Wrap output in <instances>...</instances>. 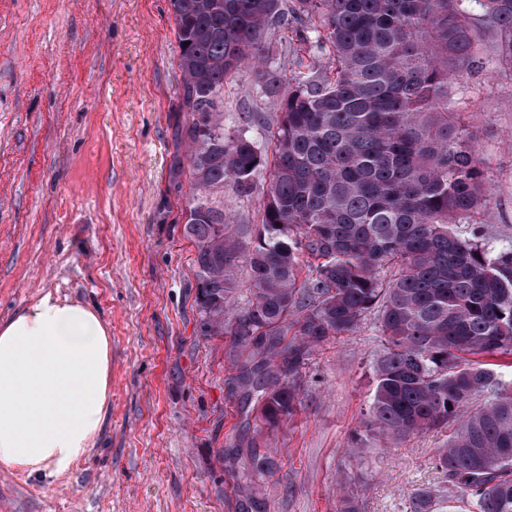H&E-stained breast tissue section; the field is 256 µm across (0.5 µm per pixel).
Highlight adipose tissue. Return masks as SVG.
I'll return each mask as SVG.
<instances>
[{"instance_id":"adipose-tissue-1","label":"adipose tissue","mask_w":512,"mask_h":512,"mask_svg":"<svg viewBox=\"0 0 512 512\" xmlns=\"http://www.w3.org/2000/svg\"><path fill=\"white\" fill-rule=\"evenodd\" d=\"M112 337L93 308L45 293L0 322V469L70 474L111 399Z\"/></svg>"}]
</instances>
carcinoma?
<instances>
[{"instance_id":"obj_1","label":"carcinoma","mask_w":512,"mask_h":512,"mask_svg":"<svg viewBox=\"0 0 512 512\" xmlns=\"http://www.w3.org/2000/svg\"><path fill=\"white\" fill-rule=\"evenodd\" d=\"M169 2L196 303L205 334L245 353L237 379L258 419L291 420L311 350L371 316L381 348L352 446L452 423L436 458L443 486L418 490L411 512H512V388L486 362L512 356V246L462 229L490 187L448 103L482 43L512 67V0ZM273 28L335 65L304 72L296 58L278 118L245 117L265 135L230 136L228 79L247 69L279 91L265 66ZM263 169L261 216L241 224L224 186L248 196ZM274 472L253 450L240 479Z\"/></svg>"}]
</instances>
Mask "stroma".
I'll return each mask as SVG.
<instances>
[{"mask_svg":"<svg viewBox=\"0 0 512 512\" xmlns=\"http://www.w3.org/2000/svg\"><path fill=\"white\" fill-rule=\"evenodd\" d=\"M169 0H0V321L47 291L96 308L112 336V402L97 445L50 481L0 470V512H410L436 486L444 427L399 445H347L372 391L371 321L314 348L295 417L257 433L241 411L229 337L205 335L195 255L183 234L191 194L177 130L181 73ZM281 95L240 72L224 127L276 116ZM450 106L475 136L491 187L475 217L512 244V71L483 53ZM275 474L247 490L251 447Z\"/></svg>","mask_w":512,"mask_h":512,"instance_id":"1","label":"stroma"}]
</instances>
